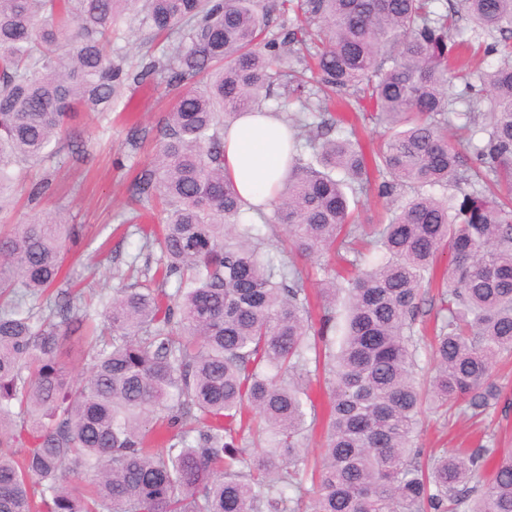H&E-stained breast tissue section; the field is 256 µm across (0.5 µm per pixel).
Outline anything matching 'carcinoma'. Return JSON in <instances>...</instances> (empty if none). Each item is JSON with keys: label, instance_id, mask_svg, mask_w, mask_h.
<instances>
[{"label": "carcinoma", "instance_id": "carcinoma-1", "mask_svg": "<svg viewBox=\"0 0 512 512\" xmlns=\"http://www.w3.org/2000/svg\"><path fill=\"white\" fill-rule=\"evenodd\" d=\"M135 2L0 0V211L10 168L69 137L77 113L111 111L135 80L202 83L166 113L136 183L165 203L160 230L142 234L174 292L123 282L99 327L59 291L44 318L24 297L56 285L75 235L59 213L0 231V512H512V451L415 444L428 410L492 408V368L512 353V0H288L306 26L284 37L257 0H144L140 23L178 37L134 66L112 35ZM475 37L497 65L455 91ZM335 98L386 125L373 158L336 129ZM480 99L487 140L473 160L450 132L474 121L458 105ZM292 102V164L268 214L224 175V126ZM370 189L408 197L368 230L351 205ZM273 224L286 229L275 253L263 249ZM338 246L352 275L324 269L315 320L291 256ZM426 300L441 316L422 383ZM82 327L91 371L77 382L61 354ZM313 366L328 370L330 406L310 470Z\"/></svg>", "mask_w": 512, "mask_h": 512}]
</instances>
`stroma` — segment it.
Instances as JSON below:
<instances>
[{"label": "stroma", "instance_id": "stroma-1", "mask_svg": "<svg viewBox=\"0 0 512 512\" xmlns=\"http://www.w3.org/2000/svg\"><path fill=\"white\" fill-rule=\"evenodd\" d=\"M112 47L136 60L161 55L164 45L150 29L140 26L137 17L126 15L118 22ZM174 96L163 83L132 86L102 117L92 120L81 114L73 120L71 128L82 145L81 155L72 154L62 142L56 144L53 156L14 169L16 202L0 212V225L20 224L57 210L68 223L77 225L80 242L65 253L63 276L56 287L66 290L78 284L91 297V310H98L99 299L116 287L115 271L131 270L145 281L159 264V250L143 247L141 224L133 218L139 207L134 180L158 153L157 129ZM134 125L143 131L135 145L129 142ZM43 179L50 181V193L30 198L33 183ZM493 377L502 395L483 420L463 413L449 421L426 414L418 428V446L427 451L466 447L484 430L496 435L501 448L512 449V363L495 366Z\"/></svg>", "mask_w": 512, "mask_h": 512}]
</instances>
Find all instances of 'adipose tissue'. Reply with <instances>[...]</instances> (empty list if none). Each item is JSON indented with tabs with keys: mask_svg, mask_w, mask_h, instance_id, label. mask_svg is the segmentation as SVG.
I'll return each mask as SVG.
<instances>
[{
	"mask_svg": "<svg viewBox=\"0 0 512 512\" xmlns=\"http://www.w3.org/2000/svg\"><path fill=\"white\" fill-rule=\"evenodd\" d=\"M224 167L246 203L269 207L288 169L285 124L265 111L241 116L224 131Z\"/></svg>",
	"mask_w": 512,
	"mask_h": 512,
	"instance_id": "adipose-tissue-1",
	"label": "adipose tissue"
}]
</instances>
